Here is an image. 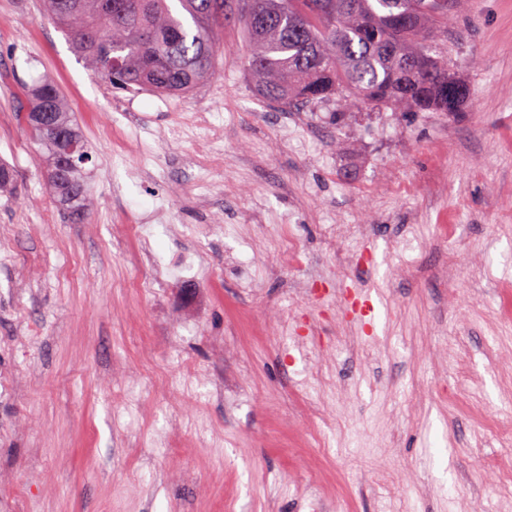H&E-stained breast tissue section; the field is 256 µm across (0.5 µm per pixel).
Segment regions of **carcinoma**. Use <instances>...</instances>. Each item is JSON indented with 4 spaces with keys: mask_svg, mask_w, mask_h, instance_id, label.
I'll use <instances>...</instances> for the list:
<instances>
[{
    "mask_svg": "<svg viewBox=\"0 0 512 512\" xmlns=\"http://www.w3.org/2000/svg\"><path fill=\"white\" fill-rule=\"evenodd\" d=\"M92 72L129 90L192 92L214 71L216 37L242 26L247 72L263 102L288 108L337 97L356 103L448 111V89L464 82L434 44L448 0H43ZM409 18L407 26L394 19ZM26 122L48 162L56 195L79 216L86 207L85 166L92 160L56 85L27 87ZM68 131L66 168L51 126Z\"/></svg>",
    "mask_w": 512,
    "mask_h": 512,
    "instance_id": "carcinoma-1",
    "label": "carcinoma"
}]
</instances>
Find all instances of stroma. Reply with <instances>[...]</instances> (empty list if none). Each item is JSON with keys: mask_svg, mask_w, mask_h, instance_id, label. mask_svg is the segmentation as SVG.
I'll return each mask as SVG.
<instances>
[{"mask_svg": "<svg viewBox=\"0 0 512 512\" xmlns=\"http://www.w3.org/2000/svg\"><path fill=\"white\" fill-rule=\"evenodd\" d=\"M437 36L460 112L340 118L265 104L240 26L202 87L130 93L0 0V512H512V0ZM40 79L92 149L78 221L24 120Z\"/></svg>", "mask_w": 512, "mask_h": 512, "instance_id": "obj_1", "label": "stroma"}]
</instances>
